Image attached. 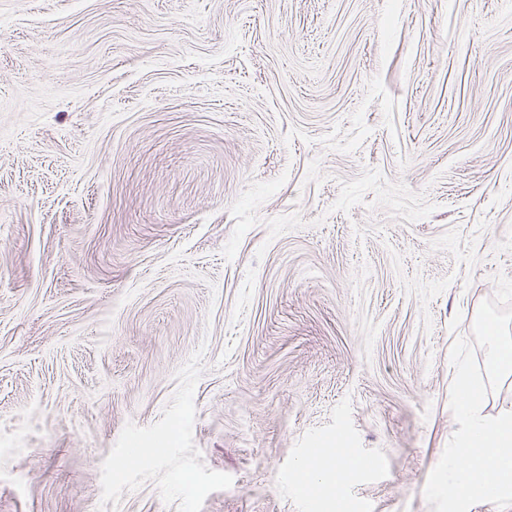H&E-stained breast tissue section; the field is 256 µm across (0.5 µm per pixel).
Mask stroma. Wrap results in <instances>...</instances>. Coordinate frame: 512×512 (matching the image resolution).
<instances>
[{
	"label": "stroma",
	"mask_w": 512,
	"mask_h": 512,
	"mask_svg": "<svg viewBox=\"0 0 512 512\" xmlns=\"http://www.w3.org/2000/svg\"><path fill=\"white\" fill-rule=\"evenodd\" d=\"M500 275L512 0H0V512H431ZM355 459L352 455L344 459H338L335 455H317L307 460L303 466L306 472L304 489L316 487L331 489L333 477H335L336 490H338V477L352 469Z\"/></svg>",
	"instance_id": "1"
}]
</instances>
